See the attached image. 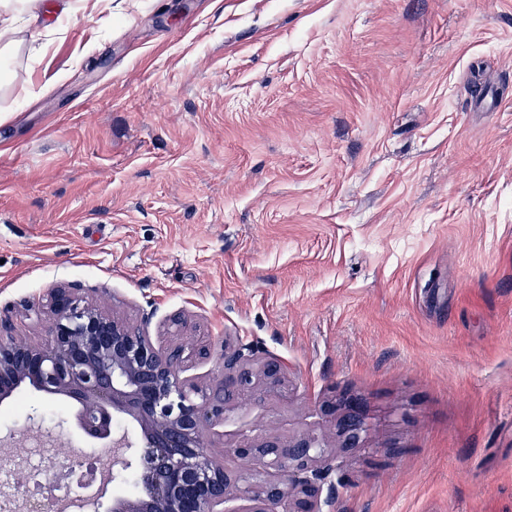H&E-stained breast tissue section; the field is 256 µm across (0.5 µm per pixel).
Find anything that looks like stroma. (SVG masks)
Listing matches in <instances>:
<instances>
[{
  "label": "stroma",
  "mask_w": 512,
  "mask_h": 512,
  "mask_svg": "<svg viewBox=\"0 0 512 512\" xmlns=\"http://www.w3.org/2000/svg\"><path fill=\"white\" fill-rule=\"evenodd\" d=\"M1 58L0 321L66 287L282 388L208 427L322 436L324 512H512V0H43ZM361 398L341 447L333 414ZM91 457L76 403L24 387ZM340 407L342 412L335 421L334 431L342 440L341 447L357 448L368 429L365 412L355 398L344 399Z\"/></svg>",
  "instance_id": "stroma-1"
}]
</instances>
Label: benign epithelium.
Wrapping results in <instances>:
<instances>
[{"instance_id": "7a95c632", "label": "benign epithelium", "mask_w": 512, "mask_h": 512, "mask_svg": "<svg viewBox=\"0 0 512 512\" xmlns=\"http://www.w3.org/2000/svg\"><path fill=\"white\" fill-rule=\"evenodd\" d=\"M52 319L39 342L11 334L12 325L0 324V402L23 384L38 392L65 396L80 405L79 421L93 438H105L114 422L133 419L141 431L140 448L112 456L111 474L130 472L143 493L114 496L100 510L97 499L73 500L77 512H321L324 481L332 469L318 463L324 442L309 434L285 446L262 443L234 449L247 469L232 477L208 454L206 429L224 417L226 403L259 386L283 385L281 369L267 364L247 366L242 349L224 341V380L207 392L180 376L183 363L207 356L194 342L164 347L121 317L87 303L67 288L50 293ZM334 424L342 447L357 448L367 431L366 415L355 398H346ZM27 428L45 444L55 430L43 427L37 409L26 416ZM20 512H57L53 501L15 492ZM231 500L248 507L226 509Z\"/></svg>"}]
</instances>
